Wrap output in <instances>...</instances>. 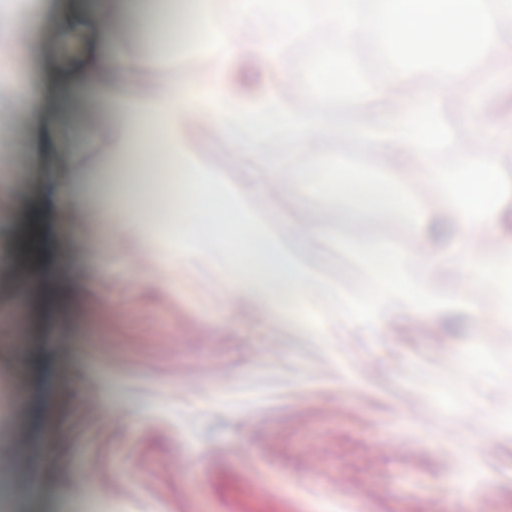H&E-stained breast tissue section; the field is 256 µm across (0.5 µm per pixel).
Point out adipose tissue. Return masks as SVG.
Masks as SVG:
<instances>
[{
  "label": "adipose tissue",
  "mask_w": 512,
  "mask_h": 512,
  "mask_svg": "<svg viewBox=\"0 0 512 512\" xmlns=\"http://www.w3.org/2000/svg\"><path fill=\"white\" fill-rule=\"evenodd\" d=\"M218 6L223 9L222 20L207 24L208 15ZM192 19L197 26L209 28L202 44L204 51L229 65L241 55L242 38L251 35L255 23H262L263 38L255 46L254 56L272 70L279 67V47L286 40L304 30L337 29V40L327 44L314 68L339 91L347 90L357 81L350 60L364 45L370 30L362 0H193ZM111 41V32L100 30L95 45L83 60L82 72L86 77L93 78L102 72L120 75L133 67L132 58L107 52ZM234 95L223 73L206 78L188 74L174 92L125 103L124 111L135 113L139 123L111 136L109 150L117 156L135 150L142 159L149 160L156 146L161 145L165 156H178L183 149L184 133L195 121L231 127L258 150L265 146L267 126L272 120L278 123L292 151L313 147L327 135L319 113L283 111L276 93H269L259 104L226 111L225 103ZM137 198L138 192L132 187L114 195L101 208L100 223H166V213L143 212Z\"/></svg>",
  "instance_id": "obj_1"
}]
</instances>
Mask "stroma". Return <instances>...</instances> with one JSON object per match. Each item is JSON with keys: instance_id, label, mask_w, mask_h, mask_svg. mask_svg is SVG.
Instances as JSON below:
<instances>
[{"instance_id": "1", "label": "stroma", "mask_w": 512, "mask_h": 512, "mask_svg": "<svg viewBox=\"0 0 512 512\" xmlns=\"http://www.w3.org/2000/svg\"><path fill=\"white\" fill-rule=\"evenodd\" d=\"M187 0H153L111 17L108 0H56L28 79L67 90L40 123L0 103V158L11 188L0 198V512H512V324L479 311L388 312L374 330L309 321L316 304L290 303L280 283L222 288L208 258L170 249L174 224H100L104 200L136 184L156 205L191 203L179 166L150 169L101 149L126 113L110 99L151 94L184 71L150 60ZM115 24L114 52L138 70L110 88L78 89L73 65L97 24ZM491 100L442 95L448 117L468 112L512 126V55L495 67ZM280 72L242 58L227 78L246 101ZM232 131L191 128L186 152L233 185L266 194V167L283 159L236 157ZM91 162L85 205L44 199ZM268 205L282 251L309 271L350 283L355 270L330 242L401 237L391 219L358 215L284 180ZM438 213L412 241L444 257L437 288L467 293L453 259L461 230L437 237ZM459 324L457 332L445 327ZM495 336L482 349L481 331ZM475 478L466 494L456 484Z\"/></svg>"}]
</instances>
